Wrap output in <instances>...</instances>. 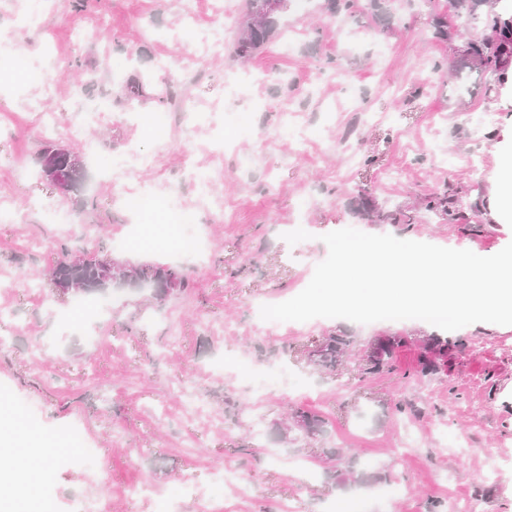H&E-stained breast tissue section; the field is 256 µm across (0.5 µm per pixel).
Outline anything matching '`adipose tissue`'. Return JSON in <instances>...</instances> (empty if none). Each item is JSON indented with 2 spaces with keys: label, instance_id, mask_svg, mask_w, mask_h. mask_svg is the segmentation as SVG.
I'll list each match as a JSON object with an SVG mask.
<instances>
[{
  "label": "adipose tissue",
  "instance_id": "ef3b65f1",
  "mask_svg": "<svg viewBox=\"0 0 512 512\" xmlns=\"http://www.w3.org/2000/svg\"><path fill=\"white\" fill-rule=\"evenodd\" d=\"M51 444L38 432L0 420V512H44L40 500L26 488L30 477L52 473Z\"/></svg>",
  "mask_w": 512,
  "mask_h": 512
}]
</instances>
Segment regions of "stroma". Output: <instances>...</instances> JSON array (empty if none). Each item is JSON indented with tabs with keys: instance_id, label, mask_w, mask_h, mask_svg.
Segmentation results:
<instances>
[{
	"instance_id": "1",
	"label": "stroma",
	"mask_w": 512,
	"mask_h": 512,
	"mask_svg": "<svg viewBox=\"0 0 512 512\" xmlns=\"http://www.w3.org/2000/svg\"><path fill=\"white\" fill-rule=\"evenodd\" d=\"M32 19L16 46L0 45V403L57 446L54 475L31 489L50 512H209V487L225 470L224 512H448L470 497L480 512H512V327L471 324L448 332L445 370L415 379L421 320L260 321L258 304L301 292L328 248L321 237L353 227L370 234L468 249L487 257L512 242L496 207L497 158L512 146V86L486 75L450 77L459 37L431 38V13L450 0H392V25L367 11L332 16L324 0H292L277 32L247 60L233 57L244 0H217L204 33L224 53L198 58L185 35L189 0H25ZM83 40L68 39L72 30ZM186 73L170 85L169 69ZM58 75L40 85V70ZM138 96H131V84ZM106 101L100 122L78 106ZM171 113L165 144L148 118ZM54 130H46L47 114ZM276 133L265 144L267 133ZM223 138L224 163L207 149ZM77 149L90 175L83 207L37 176L47 140ZM148 156L150 184L136 217L113 200L111 175L130 148ZM480 157L483 166L469 162ZM212 175L221 209L198 203L186 163ZM179 188L188 218L175 223L165 186ZM451 188L457 224L421 213L417 224H370L360 194L410 210ZM63 224L52 223V214ZM202 229L204 264L180 256ZM308 232L289 244L285 233ZM107 258L180 266L188 286L165 304L129 293L70 316L49 296L45 273L64 245ZM358 346L408 336L395 369L364 377L358 360L335 372L310 365L312 342L331 331ZM293 406L318 412L328 434L276 442L271 428ZM95 456L71 462L69 429ZM336 456L325 457L323 448ZM381 473L341 489L349 467Z\"/></svg>"
}]
</instances>
